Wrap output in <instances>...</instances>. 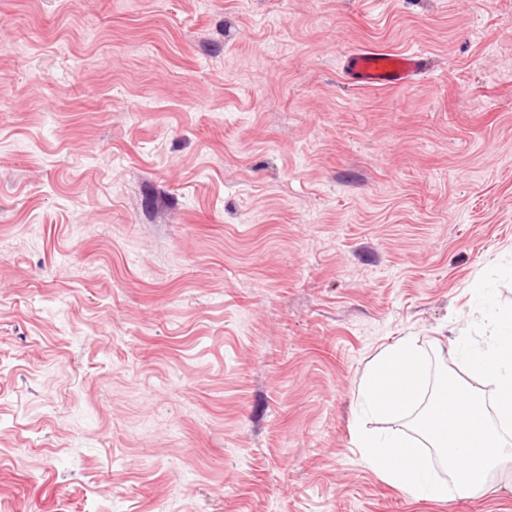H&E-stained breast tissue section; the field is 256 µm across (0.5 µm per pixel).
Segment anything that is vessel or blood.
<instances>
[{
    "label": "vessel or blood",
    "instance_id": "vessel-or-blood-1",
    "mask_svg": "<svg viewBox=\"0 0 512 512\" xmlns=\"http://www.w3.org/2000/svg\"><path fill=\"white\" fill-rule=\"evenodd\" d=\"M430 69V58L418 49H354L341 61L342 74L354 86L403 89Z\"/></svg>",
    "mask_w": 512,
    "mask_h": 512
}]
</instances>
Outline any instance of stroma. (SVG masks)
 <instances>
[{"label":"stroma","instance_id":"stroma-1","mask_svg":"<svg viewBox=\"0 0 512 512\" xmlns=\"http://www.w3.org/2000/svg\"><path fill=\"white\" fill-rule=\"evenodd\" d=\"M507 262L512 0H0V512H512V464L416 500L353 436ZM344 79L369 89H403L430 70V57L418 49H354L341 61Z\"/></svg>","mask_w":512,"mask_h":512}]
</instances>
